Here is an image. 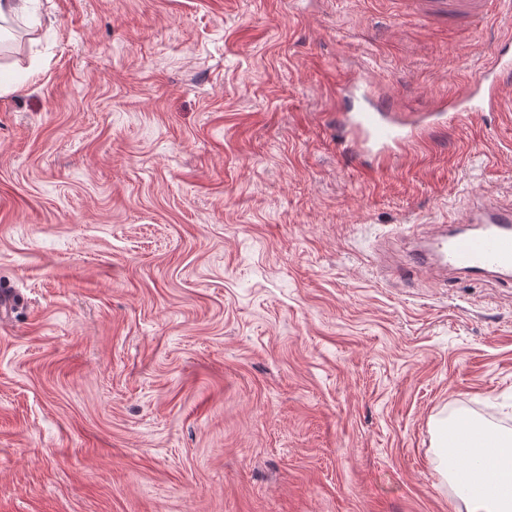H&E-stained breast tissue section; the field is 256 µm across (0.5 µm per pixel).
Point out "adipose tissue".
<instances>
[{
  "instance_id": "ef3b65f1",
  "label": "adipose tissue",
  "mask_w": 512,
  "mask_h": 512,
  "mask_svg": "<svg viewBox=\"0 0 512 512\" xmlns=\"http://www.w3.org/2000/svg\"><path fill=\"white\" fill-rule=\"evenodd\" d=\"M481 448L485 459L488 490L477 492L460 484L456 490L466 505V512H512V437L487 428Z\"/></svg>"
}]
</instances>
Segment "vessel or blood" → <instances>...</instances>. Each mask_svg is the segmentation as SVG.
I'll return each mask as SVG.
<instances>
[{"instance_id":"obj_1","label":"vessel or blood","mask_w":512,"mask_h":512,"mask_svg":"<svg viewBox=\"0 0 512 512\" xmlns=\"http://www.w3.org/2000/svg\"><path fill=\"white\" fill-rule=\"evenodd\" d=\"M488 0H411L420 16L468 22L484 17ZM512 85V37L498 42L489 64L468 81L461 93L442 99L441 109L423 114H402L386 106L337 113L343 149L351 157L370 158L371 167H391L395 155L422 146L446 117L503 112L512 109L504 89ZM470 229H451L432 241L425 251L414 253V265L440 263L480 278L488 274H512V206L482 200Z\"/></svg>"}]
</instances>
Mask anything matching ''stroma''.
<instances>
[{
  "label": "stroma",
  "instance_id": "obj_1",
  "mask_svg": "<svg viewBox=\"0 0 512 512\" xmlns=\"http://www.w3.org/2000/svg\"><path fill=\"white\" fill-rule=\"evenodd\" d=\"M0 52V512H459L512 434V282L404 265L512 203V112L384 171L336 81L434 111L512 33L392 0H32ZM469 424L463 421L455 422L451 427L455 432L450 435L447 444V426L437 430L436 447L441 454L442 474L453 485L459 496L465 502L467 512H511L512 511V448L511 436L495 429L479 427L483 431L480 448H473V457L488 451L485 459L486 477L490 484L489 490L476 492L456 480L457 468L468 464L467 460H454L448 454V446L457 444L456 436L461 434ZM446 432V440L444 433ZM484 482V461L480 471Z\"/></svg>",
  "mask_w": 512,
  "mask_h": 512
}]
</instances>
